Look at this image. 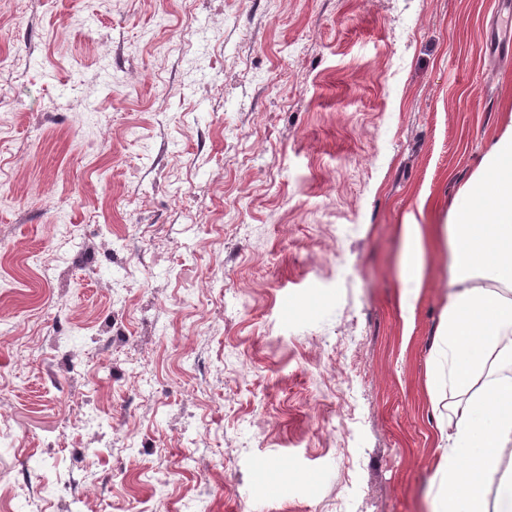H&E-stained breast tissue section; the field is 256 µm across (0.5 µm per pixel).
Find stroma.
<instances>
[{
	"mask_svg": "<svg viewBox=\"0 0 512 512\" xmlns=\"http://www.w3.org/2000/svg\"><path fill=\"white\" fill-rule=\"evenodd\" d=\"M504 2L0 0V512H434ZM426 225L419 224L412 214L408 215L402 224L404 252L401 265V311L403 318L408 322L413 320L425 275Z\"/></svg>",
	"mask_w": 512,
	"mask_h": 512,
	"instance_id": "obj_1",
	"label": "stroma"
}]
</instances>
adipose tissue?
I'll return each mask as SVG.
<instances>
[{"label":"adipose tissue","instance_id":"ef3b65f1","mask_svg":"<svg viewBox=\"0 0 512 512\" xmlns=\"http://www.w3.org/2000/svg\"><path fill=\"white\" fill-rule=\"evenodd\" d=\"M401 311L412 320L426 269L425 227L403 226ZM448 302L433 341L432 390L447 388L433 487L438 512H512V128L497 138L449 223Z\"/></svg>","mask_w":512,"mask_h":512}]
</instances>
